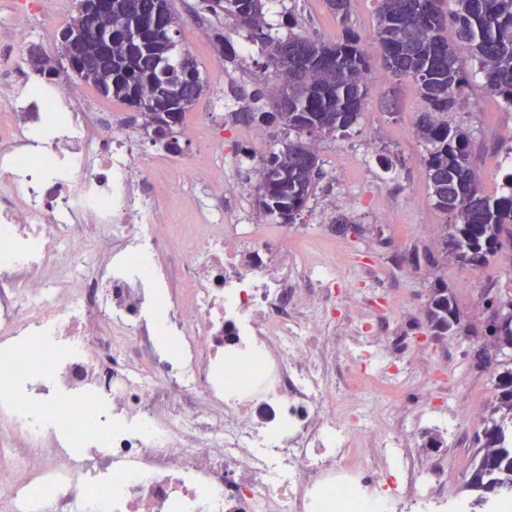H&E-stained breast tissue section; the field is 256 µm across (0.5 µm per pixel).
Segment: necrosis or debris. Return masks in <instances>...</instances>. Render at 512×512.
<instances>
[{"mask_svg":"<svg viewBox=\"0 0 512 512\" xmlns=\"http://www.w3.org/2000/svg\"><path fill=\"white\" fill-rule=\"evenodd\" d=\"M131 142L0 75V512H469L421 447L476 407L391 345L411 307L356 314L373 272L322 242L172 223L186 184L241 194Z\"/></svg>","mask_w":512,"mask_h":512,"instance_id":"obj_1","label":"necrosis or debris"}]
</instances>
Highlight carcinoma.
<instances>
[{"mask_svg": "<svg viewBox=\"0 0 512 512\" xmlns=\"http://www.w3.org/2000/svg\"><path fill=\"white\" fill-rule=\"evenodd\" d=\"M223 2L220 9L209 7L211 14L231 17L237 26L250 31L264 55V68L274 67L285 48L296 67L286 77L278 75L281 82L297 80L285 105L278 97V85L267 81L257 85L252 102L269 99L274 111L253 110L251 120L278 117L283 131L299 135L316 127L323 134L344 135L358 122L372 72L352 29H345L342 40L333 44L299 35L284 40L266 29L264 0ZM375 2V34L389 77L422 74L416 87L426 111L418 116L414 133L428 146L423 163L434 206L452 219L444 232L442 251L465 267L481 268L512 242V192L484 194L472 162L470 132L442 116L455 112L471 88L458 55L461 46L478 61L485 91L512 107V0H453L448 13L440 6L430 7L431 0ZM154 10L155 0L116 4L112 11V84L94 77L99 67L92 62L87 64L91 76L86 83L126 104L154 99L162 111L175 112L182 120L204 88L189 68H182L174 81L161 77L154 56L144 51L148 46L162 51L151 25H146L140 44L126 35L132 18H149ZM320 171L318 155L309 143L300 138L288 141L287 151H273L260 159V207L286 224L293 223L312 195ZM427 311L436 336H445L460 324L446 288L433 290ZM486 335L512 347V311L493 317ZM496 389L495 417L485 429L480 459L465 484V491L475 493L472 500L479 509L493 496L512 493V370L499 377Z\"/></svg>", "mask_w": 512, "mask_h": 512, "instance_id": "1", "label": "carcinoma"}]
</instances>
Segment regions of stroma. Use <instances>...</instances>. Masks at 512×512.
<instances>
[{
	"instance_id": "35a3bbf8",
	"label": "stroma",
	"mask_w": 512,
	"mask_h": 512,
	"mask_svg": "<svg viewBox=\"0 0 512 512\" xmlns=\"http://www.w3.org/2000/svg\"><path fill=\"white\" fill-rule=\"evenodd\" d=\"M78 4L79 0H0V24L25 28L29 43L40 45L52 56L60 29L76 16ZM170 7L181 20L178 48L194 58L205 84L202 96L185 116L187 122L196 124L197 132L192 136L180 134L181 160L197 159L202 144L212 134L223 136L220 162L246 197L245 214L238 227L242 235L280 231L291 237L338 241L349 263L359 270L398 265V281H375L365 289V297L379 303L393 296L416 308L418 320L412 333L427 345L420 368L426 370L439 363L447 365L450 376L466 377L483 417H490L496 402L495 384L504 367L493 363L472 368L471 355L483 345L484 327L492 315L487 298L512 301V246L503 247L478 270L462 268L450 258L433 265L424 261L425 253L437 252L448 219L433 205L422 163L427 148L412 133L425 103L412 81L383 77L382 53L374 35V0H353L344 19L326 0L266 2L265 20L273 33L284 39L298 34L333 43L341 38L344 28L354 29L361 37L373 75L383 79L380 88L370 90L358 123L346 136L314 139L322 175L306 207L290 224L266 214L257 203L259 161L251 156L253 145L247 134L261 131L267 152L280 150L286 136L279 127L247 122L242 117L252 105V91L265 75L260 54L246 58L238 53L241 43L249 39L248 31L237 27L232 18L209 14L202 0H170ZM218 32L226 36L227 45L217 44L214 35ZM229 49L237 53L231 63L225 59ZM71 86L83 93L85 104L101 111L106 121L136 130V149L143 158L157 154V147L141 132L143 119L138 112L102 96L90 85L75 80ZM453 121L472 134L475 168L484 192L491 196L506 193L503 178L493 177L491 171L512 156V109L476 82ZM340 195L354 196L355 205L336 206ZM413 195L419 196L420 205L410 203ZM441 285L454 298L461 324L448 335L434 336L429 332L427 304L433 288ZM482 430V425L465 421L461 431L466 447L424 448V455L442 458L448 470L449 494L461 493L478 462L476 436Z\"/></svg>"
}]
</instances>
